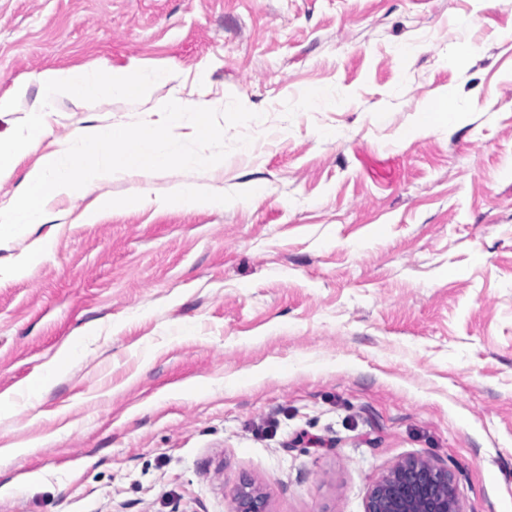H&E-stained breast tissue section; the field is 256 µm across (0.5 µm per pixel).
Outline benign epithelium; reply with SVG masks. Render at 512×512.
Returning <instances> with one entry per match:
<instances>
[{
	"instance_id": "1",
	"label": "benign epithelium",
	"mask_w": 512,
	"mask_h": 512,
	"mask_svg": "<svg viewBox=\"0 0 512 512\" xmlns=\"http://www.w3.org/2000/svg\"><path fill=\"white\" fill-rule=\"evenodd\" d=\"M236 512H266L265 497L244 482ZM365 512H461L454 477L445 467L410 458L396 465L370 490Z\"/></svg>"
}]
</instances>
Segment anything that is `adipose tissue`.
I'll use <instances>...</instances> for the list:
<instances>
[{
  "label": "adipose tissue",
  "mask_w": 512,
  "mask_h": 512,
  "mask_svg": "<svg viewBox=\"0 0 512 512\" xmlns=\"http://www.w3.org/2000/svg\"><path fill=\"white\" fill-rule=\"evenodd\" d=\"M161 77V72L152 68L131 71L108 64L49 68L32 74L30 80L17 83L8 94L0 96L1 116L14 111L30 85H37L42 94V104L31 112L26 130L10 138L0 137V181L12 176L22 157L36 150L41 153L24 176L22 192L8 203H0L1 243L57 219L56 205L76 195L95 196L78 216L81 224L93 223L112 208L142 205L139 197L112 198L106 188L114 179L172 165L189 169L200 166L199 157L180 147L173 129L181 125L190 128L195 137H211V104L181 95L170 96L156 106L157 111L168 114L169 123L149 122L135 130L120 124L87 125L76 128L53 149H40L52 128L57 99L74 93L90 101L107 96L139 99Z\"/></svg>",
  "instance_id": "1"
}]
</instances>
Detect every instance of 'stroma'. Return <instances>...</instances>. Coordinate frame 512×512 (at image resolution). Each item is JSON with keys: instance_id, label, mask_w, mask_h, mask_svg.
I'll list each match as a JSON object with an SVG mask.
<instances>
[{"instance_id": "obj_1", "label": "stroma", "mask_w": 512, "mask_h": 512, "mask_svg": "<svg viewBox=\"0 0 512 512\" xmlns=\"http://www.w3.org/2000/svg\"><path fill=\"white\" fill-rule=\"evenodd\" d=\"M101 63L177 78L61 98L43 149L184 84L214 134L182 138L203 167L109 186L144 206L0 246L51 241L0 277V512H235L245 481L364 512L411 457L512 512V8L0 0V95ZM441 101L460 120L426 130ZM186 181L224 209L167 204Z\"/></svg>"}]
</instances>
